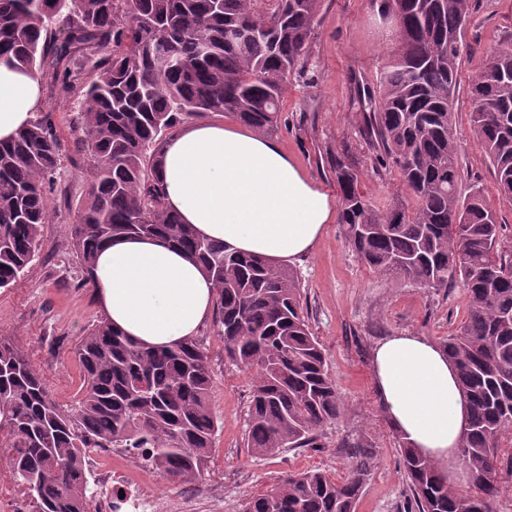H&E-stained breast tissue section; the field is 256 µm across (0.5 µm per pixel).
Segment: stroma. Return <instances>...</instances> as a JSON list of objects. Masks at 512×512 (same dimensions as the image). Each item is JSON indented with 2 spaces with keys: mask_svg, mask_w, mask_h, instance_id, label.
<instances>
[{
  "mask_svg": "<svg viewBox=\"0 0 512 512\" xmlns=\"http://www.w3.org/2000/svg\"><path fill=\"white\" fill-rule=\"evenodd\" d=\"M381 0H325L310 42L309 72L294 75L283 95L278 127L270 140L292 158L331 199L339 188L330 172L337 154L358 166L360 189L374 208L389 209L402 189L395 168L378 165L363 132L362 89L375 87L397 47L396 26L382 17ZM512 40V0H479L465 31L454 101V137L466 174L463 187L479 181L499 223L512 238V203L499 199L487 159L471 122L470 84L487 51ZM65 145L55 189L53 214L42 228L43 248L24 277L0 289V333L10 336L63 407L78 399L83 384L76 349L100 321L91 286L67 225L88 190L89 157L78 146L79 102L44 91ZM305 313L327 354L329 373L345 405L344 416L323 430L320 447L282 449L252 457L245 443L251 376L224 357L214 320L197 337L205 345L212 371V409L221 428L215 451L201 478L169 480L158 470H142L128 453L107 456L164 500L190 497L189 512H241L247 498L269 490L289 472L321 470L344 475L353 448L372 449L377 466L357 504V512H406L408 486L395 433L376 393L371 362L384 336L411 332L443 343L466 315L467 297L456 284L434 291L385 277L361 264L347 246L342 224L327 225L313 249L293 261Z\"/></svg>",
  "mask_w": 512,
  "mask_h": 512,
  "instance_id": "35a3bbf8",
  "label": "stroma"
}]
</instances>
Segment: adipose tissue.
Here are the masks:
<instances>
[{
	"label": "adipose tissue",
	"instance_id": "adipose-tissue-1",
	"mask_svg": "<svg viewBox=\"0 0 512 512\" xmlns=\"http://www.w3.org/2000/svg\"><path fill=\"white\" fill-rule=\"evenodd\" d=\"M39 78L0 60V141L15 138L43 109ZM164 205L205 238L277 262L306 255L333 223L331 198L278 146L251 128L198 121L165 143L157 168ZM89 278L113 328L152 348L196 336L215 303L213 280L183 251L155 238H120L99 251ZM376 391L392 426L455 485L469 406L446 351L399 333L372 351Z\"/></svg>",
	"mask_w": 512,
	"mask_h": 512
}]
</instances>
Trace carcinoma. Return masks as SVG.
Instances as JSON below:
<instances>
[{"mask_svg":"<svg viewBox=\"0 0 512 512\" xmlns=\"http://www.w3.org/2000/svg\"><path fill=\"white\" fill-rule=\"evenodd\" d=\"M323 0H0V58L81 102L90 187L68 227L83 272L100 247L126 236L161 238L195 258L217 288L224 358L252 373L246 448L254 457L316 448L345 407L324 348L303 312L292 268L203 239L166 210L156 179L161 145L186 116L230 113L268 133L288 79L306 71ZM397 18L398 49L368 92L364 134L379 163L396 166L415 201L386 211L360 191L336 155L339 223L352 254L375 271L438 290L457 283L467 317L443 348L459 372L470 421L459 460L465 490L448 485L401 434L412 512H497L498 471L512 474V246L482 187L462 177L452 134L463 34L473 0H382ZM162 45L172 58L160 66ZM471 121L499 195L512 200V43L493 48L470 87ZM64 145L49 114L0 143V288L25 275L51 219L49 195ZM83 387L56 403L26 355L0 336V453L35 512H91L87 448H148L153 467L197 480L214 450L206 347L193 338L150 350L101 320L82 338ZM376 458L351 452L347 474L289 473L243 512H356Z\"/></svg>","mask_w":512,"mask_h":512,"instance_id":"cac0c4a2","label":"carcinoma"}]
</instances>
